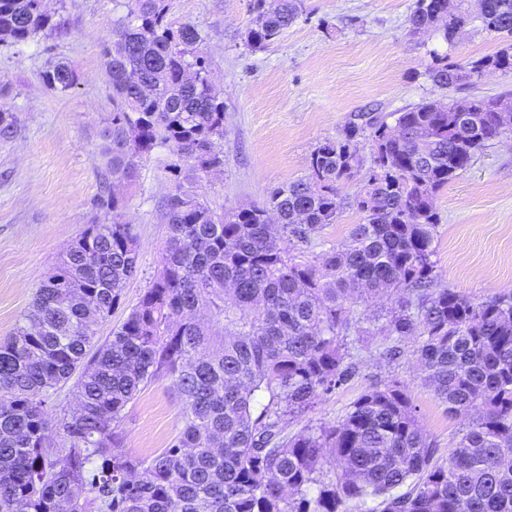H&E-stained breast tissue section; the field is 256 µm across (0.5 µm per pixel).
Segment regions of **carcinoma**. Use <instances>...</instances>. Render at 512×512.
I'll list each match as a JSON object with an SVG mask.
<instances>
[{"mask_svg":"<svg viewBox=\"0 0 512 512\" xmlns=\"http://www.w3.org/2000/svg\"><path fill=\"white\" fill-rule=\"evenodd\" d=\"M297 2L253 0L247 44L288 28ZM467 2L415 0L412 30L432 28L449 45L476 22L512 35V0H482L475 15ZM113 3L121 14L102 45L112 113L101 131L99 218L0 345V512H512V291L475 302L440 284L432 261L436 195L504 133L494 107L512 93L472 107L469 126L451 98L355 114L311 152L305 179L218 213L190 191L224 166V99L201 33L174 25L168 0ZM62 26L43 0H0V42ZM489 73L512 77L511 42L465 65L434 51L425 71L448 93ZM40 80L66 94L79 76L57 60ZM16 124L1 108L0 139ZM162 146L174 154L162 270L99 344L89 310L107 321L138 273L117 189ZM367 146L365 185L344 198L339 186ZM346 205L363 223L302 260ZM369 343L386 362L413 344L417 378L467 419L447 457H436L398 381L365 391L334 424L288 433L290 419L351 377ZM160 378L184 401V427L162 451L131 456L123 411ZM70 380L79 410L49 418L46 399Z\"/></svg>","mask_w":512,"mask_h":512,"instance_id":"obj_1","label":"carcinoma"}]
</instances>
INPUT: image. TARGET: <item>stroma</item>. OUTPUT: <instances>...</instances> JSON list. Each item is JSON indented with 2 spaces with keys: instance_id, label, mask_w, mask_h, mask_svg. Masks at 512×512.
<instances>
[{
  "instance_id": "1",
  "label": "stroma",
  "mask_w": 512,
  "mask_h": 512,
  "mask_svg": "<svg viewBox=\"0 0 512 512\" xmlns=\"http://www.w3.org/2000/svg\"><path fill=\"white\" fill-rule=\"evenodd\" d=\"M251 0H169L174 23L193 22L213 80L224 98V167L197 184L211 204L234 209L268 190L304 178L310 153L336 138L357 112H393L438 96L425 74L432 52L464 64L490 55L500 36L466 26L454 44L434 31L413 32L414 0H300L299 16L261 50L246 43ZM64 31L24 46L0 43V107L16 113L12 139L0 141V342L7 340L76 235L93 223L92 200L105 175L100 133L112 113L101 42L117 14L112 0H44ZM63 60L80 82L69 93L48 90L39 73ZM160 147L143 160L127 192L126 219L135 227L140 269L121 304L99 328L107 338L161 268L168 238ZM440 224L436 270L445 285L477 301L512 289V133L489 142L436 199ZM404 384L417 417L446 456L465 422L415 376L414 357L393 364L364 355L358 372L321 394L289 432L333 423L369 387ZM184 426V403L169 381L139 393L124 411L125 449L146 456L166 448Z\"/></svg>"
}]
</instances>
